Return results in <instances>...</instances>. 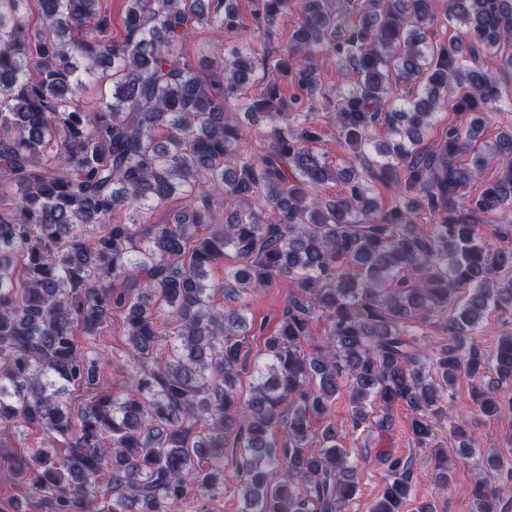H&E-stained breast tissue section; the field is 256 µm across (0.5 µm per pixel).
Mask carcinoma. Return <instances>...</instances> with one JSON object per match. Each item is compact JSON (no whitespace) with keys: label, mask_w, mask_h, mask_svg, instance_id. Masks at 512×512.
Masks as SVG:
<instances>
[{"label":"carcinoma","mask_w":512,"mask_h":512,"mask_svg":"<svg viewBox=\"0 0 512 512\" xmlns=\"http://www.w3.org/2000/svg\"><path fill=\"white\" fill-rule=\"evenodd\" d=\"M30 2L0 0V446L15 431L47 437L12 457L45 512H170L211 498L224 490L225 448L239 449L244 512H343L355 470L336 430L312 436L341 390L355 429L388 427L387 415L371 420L374 400L407 407L421 447L462 376L480 413L501 412L483 379L512 378V333L490 350L478 336L490 310L512 314V247L490 248L479 224L495 215L501 241L512 239V129L477 146L482 115L505 98L478 60L512 42V0H448L461 32L439 46L427 42L432 0H303L274 65L297 89L288 99L275 79L259 98L243 94L266 65L250 49L224 61L222 81L174 54L205 21L240 29L235 0H127L119 42L101 0H37V30ZM288 2L254 0V22L270 29ZM318 48L355 75L336 103L351 162L314 150ZM417 78L418 94L396 104L397 85ZM86 80L112 84L110 94L87 103ZM450 98L460 122L420 149ZM273 108L284 120L273 145L238 151ZM380 127L382 149L372 145ZM494 162L499 176L466 198ZM372 181L396 184L401 202L381 209ZM329 182L343 192L315 194ZM194 189L174 222L150 223ZM212 193L224 194L222 216ZM128 208L136 219L112 220ZM419 210L433 220L426 229ZM229 253L224 282H207ZM280 282L292 291L259 362L244 294ZM217 289L237 307H214ZM113 310L124 314L128 392L74 406L68 387L101 389L97 341ZM435 318L448 336L414 332ZM452 429L462 450L476 447L464 425ZM389 469L372 512H399L412 490L407 464ZM501 471L499 457L482 459L479 512H497Z\"/></svg>","instance_id":"obj_1"}]
</instances>
